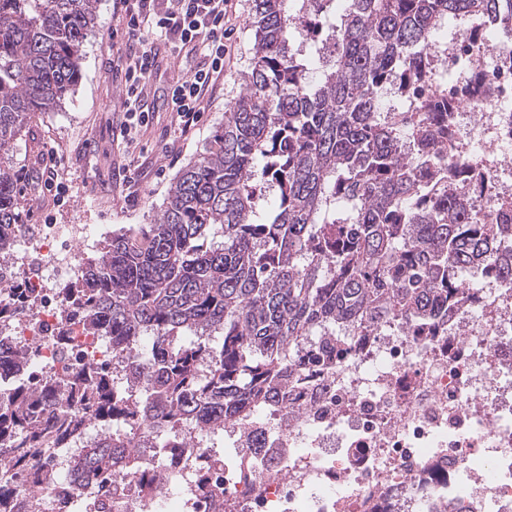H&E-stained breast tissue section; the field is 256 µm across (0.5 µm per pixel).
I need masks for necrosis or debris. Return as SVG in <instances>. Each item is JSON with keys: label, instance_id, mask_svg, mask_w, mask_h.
Listing matches in <instances>:
<instances>
[{"label": "necrosis or debris", "instance_id": "obj_1", "mask_svg": "<svg viewBox=\"0 0 512 512\" xmlns=\"http://www.w3.org/2000/svg\"><path fill=\"white\" fill-rule=\"evenodd\" d=\"M428 89L452 104L465 166L479 170L469 220L503 223L512 192V32L500 22L453 23L423 53ZM88 224L23 225L0 255V398L19 376L64 380L80 366L112 372V342L86 335L69 289L97 240ZM67 326L73 348L51 334ZM282 401L167 448L154 484L122 477L77 486L83 439L41 457L53 480L16 484L27 512H512V282L463 274L443 322L411 309L372 321L336 346L334 369L301 365Z\"/></svg>", "mask_w": 512, "mask_h": 512}]
</instances>
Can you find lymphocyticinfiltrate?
<instances>
[{
  "mask_svg": "<svg viewBox=\"0 0 512 512\" xmlns=\"http://www.w3.org/2000/svg\"><path fill=\"white\" fill-rule=\"evenodd\" d=\"M243 0H112V70L125 91L123 141L161 129L163 136L191 137L205 103L214 101L237 62L236 33ZM191 59L181 78H164L153 67L157 48ZM163 91V106L146 102L148 88ZM173 128H161L160 110Z\"/></svg>",
  "mask_w": 512,
  "mask_h": 512,
  "instance_id": "1",
  "label": "lymphocytic infiltrate"
}]
</instances>
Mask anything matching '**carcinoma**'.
Segmentation results:
<instances>
[{
  "label": "carcinoma",
  "mask_w": 512,
  "mask_h": 512,
  "mask_svg": "<svg viewBox=\"0 0 512 512\" xmlns=\"http://www.w3.org/2000/svg\"><path fill=\"white\" fill-rule=\"evenodd\" d=\"M99 0H0V250L25 223L17 142L80 76ZM512 0H253L252 57L206 148L172 177L151 224L112 233L83 263L87 328L144 381L45 380L0 402V462L28 478L49 434L123 417L74 462L98 484L136 471L166 432L239 419L288 389L299 339L411 305L448 311L472 263L512 281L500 224L461 221L448 104L400 120L444 21ZM439 193L430 196L436 183ZM0 512H22L0 484Z\"/></svg>",
  "instance_id": "obj_1"
}]
</instances>
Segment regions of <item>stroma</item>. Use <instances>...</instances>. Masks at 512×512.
<instances>
[{
	"label": "stroma",
	"instance_id": "obj_1",
	"mask_svg": "<svg viewBox=\"0 0 512 512\" xmlns=\"http://www.w3.org/2000/svg\"><path fill=\"white\" fill-rule=\"evenodd\" d=\"M240 52L218 100L206 106L201 126L187 141H176L177 160L159 151L144 152L134 143L132 154L147 153L154 177L129 176L112 148V138L124 117V90L112 77V0H100L97 22L83 47L81 76L61 107L45 113L32 134L20 141L13 162L21 175V204L30 224H94L101 231L153 222L171 178L208 141L224 118V105L239 91L240 72L252 54L246 29H239ZM54 164L67 188L66 205L54 204L48 191H31L33 177ZM136 203L128 206L125 195Z\"/></svg>",
	"mask_w": 512,
	"mask_h": 512
}]
</instances>
